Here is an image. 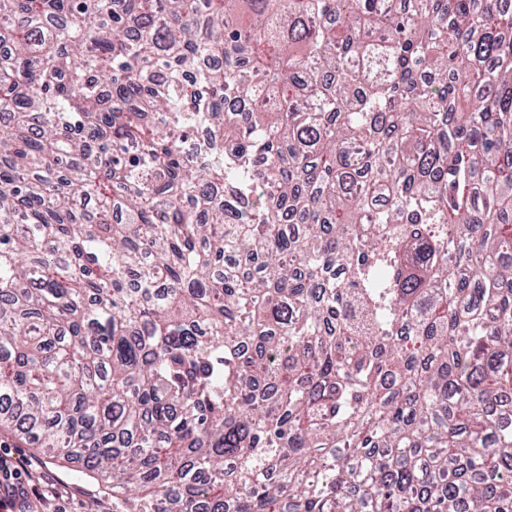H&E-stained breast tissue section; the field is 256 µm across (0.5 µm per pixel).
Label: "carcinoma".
Masks as SVG:
<instances>
[{"label":"carcinoma","mask_w":512,"mask_h":512,"mask_svg":"<svg viewBox=\"0 0 512 512\" xmlns=\"http://www.w3.org/2000/svg\"><path fill=\"white\" fill-rule=\"evenodd\" d=\"M0 42V429L124 512H512V0Z\"/></svg>","instance_id":"cac0c4a2"}]
</instances>
